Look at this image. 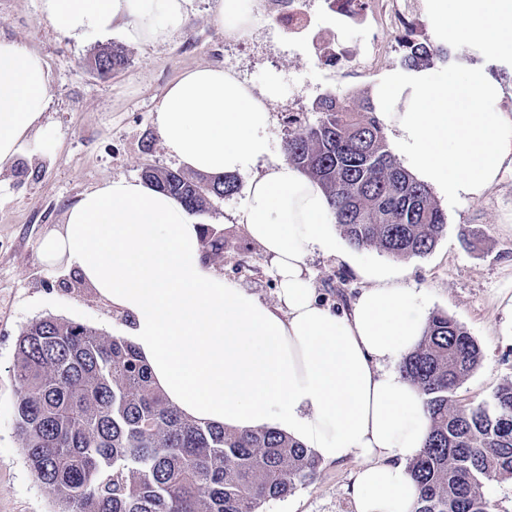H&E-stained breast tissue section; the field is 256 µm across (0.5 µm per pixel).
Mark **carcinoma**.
Masks as SVG:
<instances>
[{
    "instance_id": "carcinoma-1",
    "label": "carcinoma",
    "mask_w": 512,
    "mask_h": 512,
    "mask_svg": "<svg viewBox=\"0 0 512 512\" xmlns=\"http://www.w3.org/2000/svg\"><path fill=\"white\" fill-rule=\"evenodd\" d=\"M399 37L406 67L465 59L442 46ZM123 48H99L91 65L108 77L124 68ZM314 124L296 126L286 159L326 192L336 222L356 248L396 258L430 253L447 221L430 188L388 149L370 99L349 112L334 95L318 98ZM142 176L189 211L233 195L234 176L189 178L148 166ZM205 256L224 238L205 231ZM476 341L445 312H435L400 371L425 396L431 428L408 464L420 496L415 512H495L484 481L512 480V379L492 403L462 405L459 385L477 368ZM23 394L17 429L29 467L61 505L59 512H264L313 479L315 454L271 429L228 431L183 416L154 386L147 365L123 337L106 338L78 322L47 317L26 326L13 368Z\"/></svg>"
}]
</instances>
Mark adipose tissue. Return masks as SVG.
<instances>
[{
  "label": "adipose tissue",
  "mask_w": 512,
  "mask_h": 512,
  "mask_svg": "<svg viewBox=\"0 0 512 512\" xmlns=\"http://www.w3.org/2000/svg\"><path fill=\"white\" fill-rule=\"evenodd\" d=\"M190 3L39 0V10L77 42L118 29L147 43L177 27ZM426 17L439 43L470 44L483 65L390 70L371 99L418 177L448 202L477 201L512 176L507 86L486 68L512 63V0H427ZM50 84L40 54L0 39V170L43 132ZM271 96L203 66L168 86L154 123L186 168L248 175L235 218L270 259L275 303L217 272L202 249L203 225L138 178L84 193L45 237L42 258L127 314L129 341L184 415L285 433L327 464L358 462L348 487L353 512H414L407 464L423 450L430 420L398 366L421 339L428 307L414 289L368 268L361 274L371 287L347 308L318 294L309 259L335 255L336 216L319 184L272 154Z\"/></svg>",
  "instance_id": "obj_1"
}]
</instances>
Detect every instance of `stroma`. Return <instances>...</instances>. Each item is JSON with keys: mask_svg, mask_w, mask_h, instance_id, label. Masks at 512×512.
Wrapping results in <instances>:
<instances>
[{"mask_svg": "<svg viewBox=\"0 0 512 512\" xmlns=\"http://www.w3.org/2000/svg\"><path fill=\"white\" fill-rule=\"evenodd\" d=\"M307 8L315 44L352 55L373 44L378 52L372 63L362 70L318 68L312 46H293L287 27L275 22L287 11L286 0H259L251 31L240 39L226 37L218 26L217 0H193L177 29L143 45L125 42L117 31L78 43L41 16L39 0H0V38L39 53L53 75L45 133L27 155L0 171V512L58 509L28 467L16 430L20 387L13 366L20 332L46 316L86 324L107 337L123 335L126 323L88 285H68L66 276L48 267L41 244L87 189L118 177H140L149 165L178 169L154 124L167 86L196 67L223 64L254 91L275 83L269 102L274 121L267 135L280 157L292 131L288 113L314 122L312 104L326 94L339 95L349 110L359 111L380 75L399 67L398 32L372 13L341 26L322 0H307ZM112 43L123 46L128 63L111 76H99L89 61ZM247 182L238 176L237 192L195 219L224 237V258L214 269L272 303L276 283L268 260L235 220ZM436 203L448 227L431 253L403 259L346 243L342 256L312 259L314 282L329 303L344 305L367 285L358 267L399 274L422 292L430 311L447 312L475 338L482 361L456 398L464 404L487 402L512 378V179L479 201L451 204L440 197ZM468 230L479 233L476 246L466 244ZM355 468L351 461L321 465L314 480L270 501L265 512H352L347 487Z\"/></svg>", "mask_w": 512, "mask_h": 512, "instance_id": "1", "label": "stroma"}]
</instances>
